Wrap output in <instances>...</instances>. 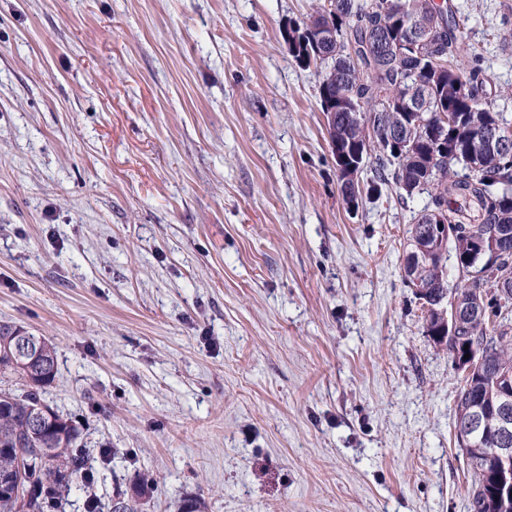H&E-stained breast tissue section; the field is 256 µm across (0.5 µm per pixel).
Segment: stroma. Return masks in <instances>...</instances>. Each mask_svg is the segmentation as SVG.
<instances>
[{
	"label": "stroma",
	"mask_w": 512,
	"mask_h": 512,
	"mask_svg": "<svg viewBox=\"0 0 512 512\" xmlns=\"http://www.w3.org/2000/svg\"><path fill=\"white\" fill-rule=\"evenodd\" d=\"M316 0H0V325L142 512H472L463 377L404 283L427 203L349 211ZM512 113V0H454ZM154 488V481L149 475H143L137 483L133 486L132 489H134V496H131V499L128 496V493L126 491L118 494V499H121L125 501V498L127 496V502L125 503V511L124 512H138L139 508L141 506L140 501L149 496L153 492Z\"/></svg>",
	"instance_id": "stroma-1"
}]
</instances>
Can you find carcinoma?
I'll list each match as a JSON object with an SVG mask.
<instances>
[{"label": "carcinoma", "mask_w": 512, "mask_h": 512, "mask_svg": "<svg viewBox=\"0 0 512 512\" xmlns=\"http://www.w3.org/2000/svg\"><path fill=\"white\" fill-rule=\"evenodd\" d=\"M316 13L336 27V57L330 60L305 45L292 57L305 68H316L322 76L319 87L334 86L371 112L369 126L359 124L354 112H334L328 124L329 142L357 141L365 147L373 169L367 193L378 197L393 185L407 198L415 190L428 196L411 225L404 280L427 307V334L436 343L451 355L466 353V346L481 352L482 372L463 380L458 394L455 435L475 475L473 512H512V487L501 483L500 468L491 455L497 447L496 433L488 427L472 435L463 427L475 405L493 415L499 400L497 379L504 372L512 375V310L496 295L501 280L512 282V147L481 151L474 146L479 131L494 123L512 124V114L496 110L480 54H470L466 67L457 65L464 34L449 0H324ZM403 17L427 29L424 42L409 49L369 48L374 31L389 32ZM423 68L431 75L424 76ZM419 77L428 84L422 98L425 127L436 132L396 153L393 141L405 112L393 103L403 99ZM450 112L455 115L451 126L441 118ZM435 211L447 215L456 235L424 261L419 253L432 241H423L420 231ZM495 234L503 252L498 262L493 261L490 245ZM450 251L459 272L472 279L453 290L445 274ZM445 292L482 302L480 314L463 318L451 335L437 304ZM42 342L48 355L47 381L32 392L0 391V512H65L73 485L91 480L89 456L78 447L80 431L72 418L58 415V427L48 437L29 431L31 411L57 373L56 347L45 336ZM50 446L58 451L48 464L31 472L19 469V457ZM153 488V479L142 476L125 512H139L141 500Z\"/></svg>", "instance_id": "obj_1"}]
</instances>
